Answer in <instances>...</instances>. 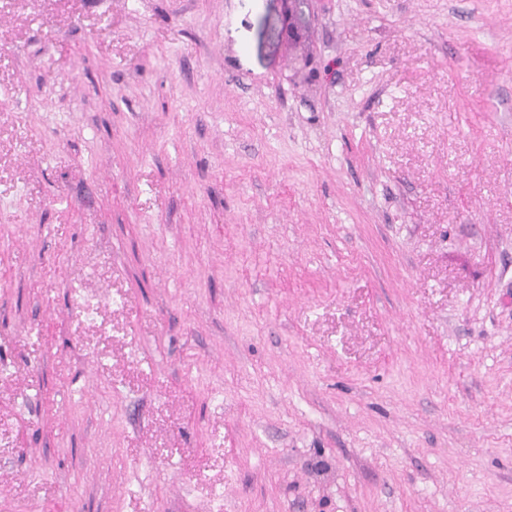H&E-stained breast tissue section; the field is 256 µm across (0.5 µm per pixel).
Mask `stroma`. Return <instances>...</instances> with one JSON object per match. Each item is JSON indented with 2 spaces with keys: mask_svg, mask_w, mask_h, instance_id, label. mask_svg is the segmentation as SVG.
<instances>
[{
  "mask_svg": "<svg viewBox=\"0 0 512 512\" xmlns=\"http://www.w3.org/2000/svg\"><path fill=\"white\" fill-rule=\"evenodd\" d=\"M0 0V512H512V0Z\"/></svg>",
  "mask_w": 512,
  "mask_h": 512,
  "instance_id": "1",
  "label": "stroma"
}]
</instances>
